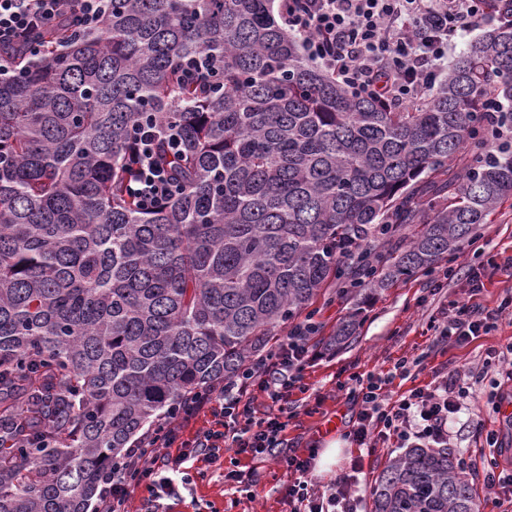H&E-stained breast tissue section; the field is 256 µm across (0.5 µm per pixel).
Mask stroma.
Returning a JSON list of instances; mask_svg holds the SVG:
<instances>
[{"mask_svg":"<svg viewBox=\"0 0 512 512\" xmlns=\"http://www.w3.org/2000/svg\"><path fill=\"white\" fill-rule=\"evenodd\" d=\"M512 255V201L506 203L492 223L483 225L472 242L441 261L434 269L398 282L371 295L363 306L364 318L355 336L342 347L317 345L304 369L308 396H322L316 413L297 408L289 422L283 446L287 454L308 457L314 442H328L329 421L346 431L353 410L346 388L353 377H390L385 391L390 397L433 381L435 373L465 371L470 395L450 427L453 457L465 456L482 466L488 453L474 432L471 421L480 419L486 429L496 431L503 443V458L512 457V415L503 408L512 402V381L504 371L484 370L487 351L505 350L512 343V325L500 321L496 330L458 343L441 340L432 319L453 302H473L495 308L512 294V277L498 270L493 259ZM478 269L484 284L479 295L470 292L469 269ZM423 358L425 368L409 378L393 377L400 360ZM398 448L370 450L348 445L332 473L313 475L317 489H325L336 475L348 471L353 460H361V485L372 487L386 464L401 456ZM252 470V485L225 481L224 471L232 466ZM189 478L177 483L174 493L165 494L138 487L130 512H290L288 476L273 461L239 456L226 450L222 466L195 458L189 461Z\"/></svg>","mask_w":512,"mask_h":512,"instance_id":"35a3bbf8","label":"stroma"}]
</instances>
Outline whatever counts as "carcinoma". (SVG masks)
Here are the masks:
<instances>
[{"instance_id": "cac0c4a2", "label": "carcinoma", "mask_w": 512, "mask_h": 512, "mask_svg": "<svg viewBox=\"0 0 512 512\" xmlns=\"http://www.w3.org/2000/svg\"><path fill=\"white\" fill-rule=\"evenodd\" d=\"M191 56L216 73L204 92L180 79ZM147 118L182 138L184 190L151 211L121 189ZM490 125L512 129V22L397 110L311 63L272 0H112L96 30L0 70V512H87L136 437L325 289L354 301L470 241L512 200V138L485 146ZM371 496L478 512L446 449H409Z\"/></svg>"}]
</instances>
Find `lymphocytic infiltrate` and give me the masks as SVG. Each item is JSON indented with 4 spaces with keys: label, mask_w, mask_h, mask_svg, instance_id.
Returning <instances> with one entry per match:
<instances>
[{
    "label": "lymphocytic infiltrate",
    "mask_w": 512,
    "mask_h": 512,
    "mask_svg": "<svg viewBox=\"0 0 512 512\" xmlns=\"http://www.w3.org/2000/svg\"><path fill=\"white\" fill-rule=\"evenodd\" d=\"M112 0H0V48L24 47L30 56L41 52L46 33L55 27L98 26ZM278 16L301 41L306 55L336 75L359 95L385 109L424 102L442 74L448 52L459 37L502 17H512V0H276ZM166 144L178 154L180 133L173 126L145 121L134 128L125 168L127 193L137 206L153 207L180 192L168 164L157 151ZM511 299L494 309L451 304L442 309L439 334L457 342L496 328ZM310 345L301 336H286L279 348L256 368L179 404L142 447L130 449L102 480L105 490L96 512H128L136 488H172V474L197 454L218 462L225 449L273 460L291 476L288 499L292 512H366L358 492L360 463L340 474L328 490L309 487L311 458L281 454L283 432L294 414L291 396L303 390L302 371ZM459 372L443 375L429 389H412L392 400L381 381L356 380L348 396L359 406L347 433L358 447L374 448L392 441L401 448L450 447L448 423L461 410L466 391ZM266 395L274 412L259 414L256 401ZM212 409L208 429L185 436L184 426L202 410ZM492 453L483 480L496 496L512 498V469L500 461L498 434L474 422Z\"/></svg>",
    "instance_id": "1"
}]
</instances>
